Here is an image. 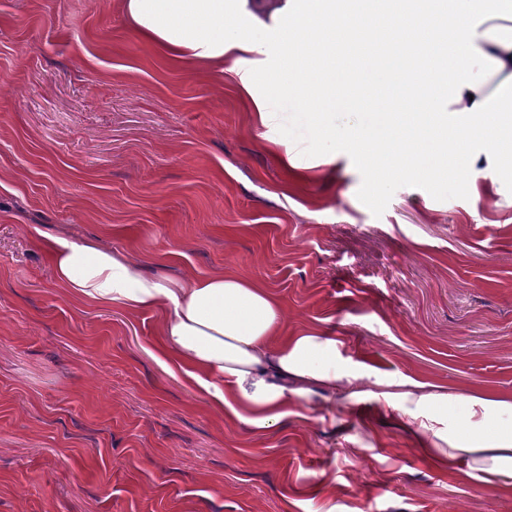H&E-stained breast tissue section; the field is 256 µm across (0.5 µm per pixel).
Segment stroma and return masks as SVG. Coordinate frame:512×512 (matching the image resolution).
<instances>
[{
  "label": "stroma",
  "mask_w": 512,
  "mask_h": 512,
  "mask_svg": "<svg viewBox=\"0 0 512 512\" xmlns=\"http://www.w3.org/2000/svg\"><path fill=\"white\" fill-rule=\"evenodd\" d=\"M354 29L314 69L353 77ZM461 181L351 151L291 184L212 71L162 64L116 0H0V512H512L420 452L385 393L512 397V170ZM278 294L361 391L226 419L150 353L156 316L56 282L38 234Z\"/></svg>",
  "instance_id": "1"
}]
</instances>
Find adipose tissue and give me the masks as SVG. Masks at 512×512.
<instances>
[{
  "label": "adipose tissue",
  "mask_w": 512,
  "mask_h": 512,
  "mask_svg": "<svg viewBox=\"0 0 512 512\" xmlns=\"http://www.w3.org/2000/svg\"><path fill=\"white\" fill-rule=\"evenodd\" d=\"M410 12L397 0L392 19L419 32L444 28L453 64L447 105L440 108L414 92L396 91L392 120L371 119L359 98L343 97L335 78L308 71L282 80L268 61L244 69L241 57L274 43L288 23L299 26L298 47L314 53L318 43L334 41L336 14L304 15L303 0H118L129 30L153 47L165 63L210 70L229 77L256 127H277L272 146L283 147L282 167L298 183L310 176L287 145L304 139L317 155L334 162L340 150L376 145L398 147L397 135L437 147L440 162L465 165L466 143L488 146L512 167V0H489L473 8L462 0L448 26H441L430 0ZM238 36L224 34L227 25ZM361 114L350 130L337 106ZM56 281L77 298L129 312L156 313L151 341L155 357L220 406L233 420L266 428L291 403L310 400L337 382L355 387L356 375H336L326 367L328 347L317 331L289 330L284 305L256 280L227 269L207 276L171 277L147 272L126 252L44 236ZM402 414L418 417L416 444L443 465L466 464L486 478H512V400L450 395L414 384L397 394ZM462 417L456 432L442 418Z\"/></svg>",
  "instance_id": "obj_1"
}]
</instances>
